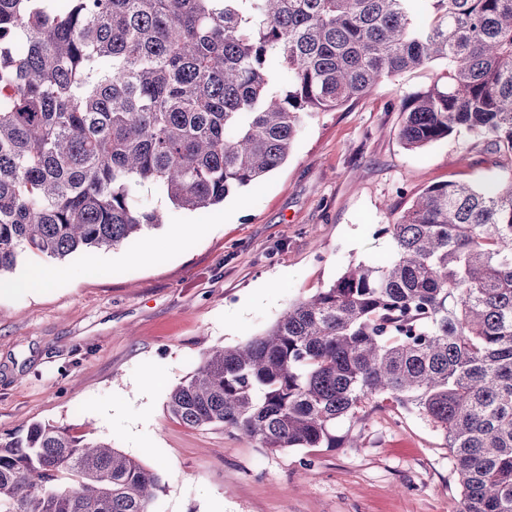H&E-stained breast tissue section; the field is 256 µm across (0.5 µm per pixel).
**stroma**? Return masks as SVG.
<instances>
[{"instance_id": "obj_1", "label": "stroma", "mask_w": 512, "mask_h": 512, "mask_svg": "<svg viewBox=\"0 0 512 512\" xmlns=\"http://www.w3.org/2000/svg\"><path fill=\"white\" fill-rule=\"evenodd\" d=\"M444 73L406 72L310 114L287 160L222 203L179 209L143 188L141 205L167 219L129 243L63 260L22 254L0 277V437L36 422L93 426L158 473L154 512H457L445 440L389 400L337 425L353 446L276 451L167 409L205 351L262 334L349 266L390 260L381 229L422 190L506 177L485 138L401 143L402 100ZM35 265L53 269L51 286L12 288Z\"/></svg>"}]
</instances>
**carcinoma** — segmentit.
I'll return each instance as SVG.
<instances>
[{
    "instance_id": "cac0c4a2",
    "label": "carcinoma",
    "mask_w": 512,
    "mask_h": 512,
    "mask_svg": "<svg viewBox=\"0 0 512 512\" xmlns=\"http://www.w3.org/2000/svg\"><path fill=\"white\" fill-rule=\"evenodd\" d=\"M0 0V276L162 223L278 168L311 112L444 63L405 99L410 149L466 131L512 164V0ZM357 264L264 334L209 350L172 415L263 448H338L380 396L448 445L459 512H512V176L430 186ZM159 476L65 427L0 441V512H151Z\"/></svg>"
}]
</instances>
